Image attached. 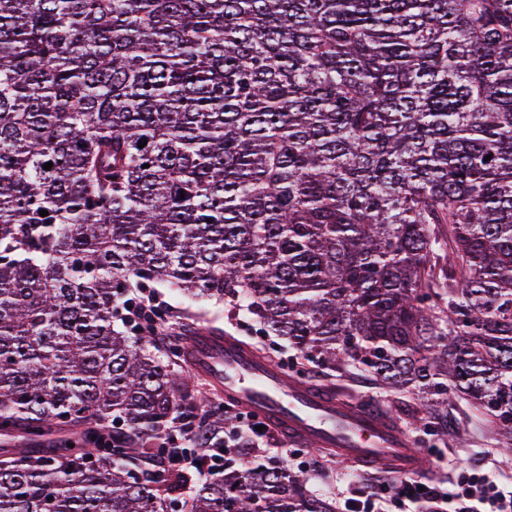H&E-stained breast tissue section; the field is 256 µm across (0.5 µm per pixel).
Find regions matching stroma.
<instances>
[{"label":"stroma","instance_id":"1","mask_svg":"<svg viewBox=\"0 0 512 512\" xmlns=\"http://www.w3.org/2000/svg\"><path fill=\"white\" fill-rule=\"evenodd\" d=\"M146 293L164 311L170 328L168 335L156 338V352H165L170 344L182 337L185 329L205 326L237 337L282 366L288 375L303 377L352 398H371L374 408L378 410L395 405L394 396L382 390L371 377L344 374L309 362L281 337L264 335L252 316L239 310L232 302L214 300L199 306L190 303L179 292L159 284L147 288ZM393 422L406 430L416 448L425 452L429 467L422 472L421 478L430 485L445 490L454 489L463 472L471 468L490 472L501 485L512 486V456L488 447V423L476 417L464 402L454 399L448 402V430L459 437L458 442L450 446L443 445L431 428L409 424L404 414H397ZM327 457V451L306 447L294 461L293 467L299 471L315 468V475L308 478L310 490L338 504L349 498L360 499L368 486L392 478L391 473L367 471L341 461L326 469H319V462Z\"/></svg>","mask_w":512,"mask_h":512}]
</instances>
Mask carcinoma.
I'll list each match as a JSON object with an SVG mask.
<instances>
[{"label": "carcinoma", "mask_w": 512, "mask_h": 512, "mask_svg": "<svg viewBox=\"0 0 512 512\" xmlns=\"http://www.w3.org/2000/svg\"><path fill=\"white\" fill-rule=\"evenodd\" d=\"M157 283L512 452V0H0V512H167ZM184 510L335 512L231 460Z\"/></svg>", "instance_id": "carcinoma-1"}]
</instances>
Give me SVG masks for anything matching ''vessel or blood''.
Listing matches in <instances>:
<instances>
[{
  "label": "vessel or blood",
  "instance_id": "obj_1",
  "mask_svg": "<svg viewBox=\"0 0 512 512\" xmlns=\"http://www.w3.org/2000/svg\"><path fill=\"white\" fill-rule=\"evenodd\" d=\"M187 346L194 372L290 442L332 451L367 469L388 466L410 474L425 467L422 450L373 408L344 403L330 389L288 376L236 337L202 328Z\"/></svg>",
  "mask_w": 512,
  "mask_h": 512
}]
</instances>
